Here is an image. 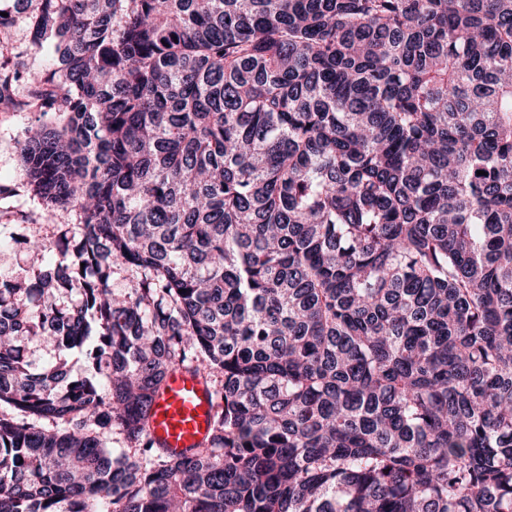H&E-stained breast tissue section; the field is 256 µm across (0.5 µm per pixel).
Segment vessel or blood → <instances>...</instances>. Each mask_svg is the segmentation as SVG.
<instances>
[{"instance_id":"vessel-or-blood-1","label":"vessel or blood","mask_w":512,"mask_h":512,"mask_svg":"<svg viewBox=\"0 0 512 512\" xmlns=\"http://www.w3.org/2000/svg\"><path fill=\"white\" fill-rule=\"evenodd\" d=\"M211 423L209 389L191 371L174 370L153 405L150 429L154 438L163 448L178 453L204 443Z\"/></svg>"}]
</instances>
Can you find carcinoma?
Listing matches in <instances>:
<instances>
[{
	"instance_id": "cac0c4a2",
	"label": "carcinoma",
	"mask_w": 512,
	"mask_h": 512,
	"mask_svg": "<svg viewBox=\"0 0 512 512\" xmlns=\"http://www.w3.org/2000/svg\"><path fill=\"white\" fill-rule=\"evenodd\" d=\"M11 2L79 230L0 274V512H512V0ZM211 423L209 389L191 371L174 370L153 405L150 429L154 438L169 452L179 453L204 443Z\"/></svg>"
}]
</instances>
